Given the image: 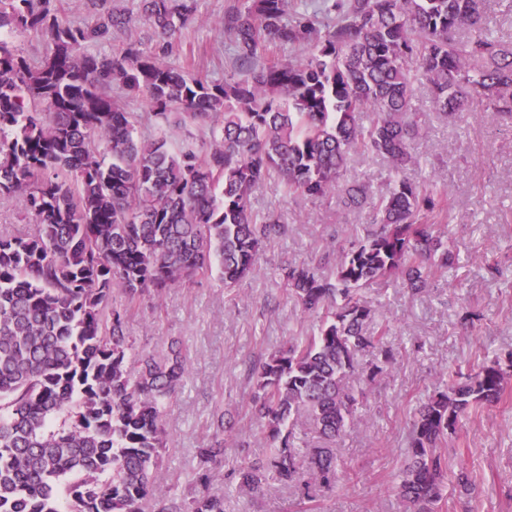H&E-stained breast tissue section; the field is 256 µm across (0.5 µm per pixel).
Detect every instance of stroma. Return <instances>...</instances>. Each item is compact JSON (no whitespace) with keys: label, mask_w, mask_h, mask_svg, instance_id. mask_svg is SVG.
<instances>
[{"label":"stroma","mask_w":512,"mask_h":512,"mask_svg":"<svg viewBox=\"0 0 512 512\" xmlns=\"http://www.w3.org/2000/svg\"><path fill=\"white\" fill-rule=\"evenodd\" d=\"M233 2L197 0V20L176 39L170 63L208 79L233 69L224 32V11ZM414 106L423 129L410 173L446 188L441 228L458 241L459 263L417 295L397 280L362 290L364 303L390 323L395 358L366 387L353 425L336 442L342 484L305 499L274 482L253 493L238 477L241 465L269 452L253 412V369L317 328L289 296L279 267H333L366 222L365 213L338 206L335 197L288 199L269 181L254 192L252 208L280 213L287 232L267 245L252 277L228 290L216 276L200 275L162 297L145 294L126 315L135 351L162 354L175 344L189 363L164 417L160 481L172 497L195 493L198 451L219 435L223 460L210 467L208 491L223 497L224 512H403L395 486L416 408L443 371L512 352V120H491L477 96L460 119L445 120L423 83L415 86ZM464 304L477 315L468 330L458 322ZM221 417L232 422L231 431L219 432ZM447 455L449 472L466 468L476 490L469 499L444 490L439 512H512V398L465 417Z\"/></svg>","instance_id":"35a3bbf8"}]
</instances>
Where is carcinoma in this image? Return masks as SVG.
I'll return each instance as SVG.
<instances>
[{"label": "carcinoma", "instance_id": "carcinoma-1", "mask_svg": "<svg viewBox=\"0 0 512 512\" xmlns=\"http://www.w3.org/2000/svg\"><path fill=\"white\" fill-rule=\"evenodd\" d=\"M141 2L153 40L106 55L87 47L130 24L112 0H86L90 24L60 21L59 0H0V196L22 195L35 221L25 237L0 234V512H138L147 499L155 512H224L203 490L167 502L163 413L189 366L174 348L133 353L125 314L146 292L199 274L218 272L226 288L252 274L286 231L278 215L252 209L272 178L285 197L336 195L368 213V228L330 269L284 268L319 327L253 373L270 450L242 469L241 485H336L334 450L299 452L290 423L336 439L355 418L345 380L370 384L393 361L389 324L359 290L394 278L418 291L459 261L440 228L447 194L406 175L422 130L414 84L428 83L446 119L474 93L492 119L512 115V45L481 34L483 0H238L224 29L242 73L220 80L167 61L195 0ZM31 32L47 43L37 60L14 42ZM298 45L307 54L259 63ZM114 87L149 111H127ZM191 126L209 142L175 144L172 131ZM371 155L396 174L379 197L341 183L352 157ZM366 351L373 360L359 372ZM444 379L410 423L404 512H438L448 438L463 417L509 397L512 364L495 358Z\"/></svg>", "mask_w": 512, "mask_h": 512}]
</instances>
